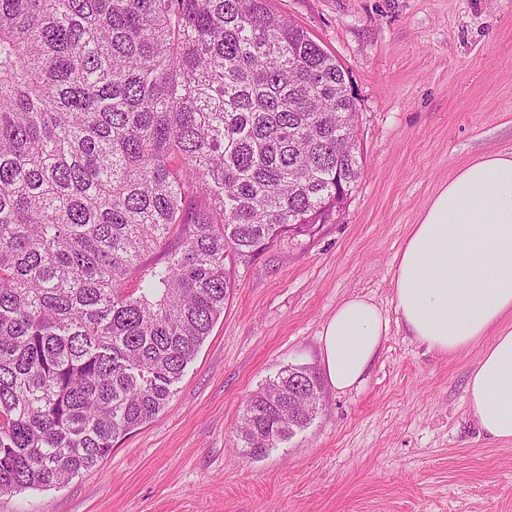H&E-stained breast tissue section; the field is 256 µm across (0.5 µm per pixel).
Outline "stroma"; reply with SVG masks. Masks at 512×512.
<instances>
[{
  "label": "stroma",
  "instance_id": "1",
  "mask_svg": "<svg viewBox=\"0 0 512 512\" xmlns=\"http://www.w3.org/2000/svg\"><path fill=\"white\" fill-rule=\"evenodd\" d=\"M336 55L356 97L362 176L314 237L235 266L224 313L168 407L93 470L0 495V512H512V440L481 431L466 383L395 324L396 255L467 165L512 153V0H270ZM392 322L365 382L264 456L235 445L245 400L289 365L322 372L337 305Z\"/></svg>",
  "mask_w": 512,
  "mask_h": 512
}]
</instances>
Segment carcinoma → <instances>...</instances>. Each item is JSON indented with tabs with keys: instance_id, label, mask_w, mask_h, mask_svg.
Returning a JSON list of instances; mask_svg holds the SVG:
<instances>
[{
	"instance_id": "1",
	"label": "carcinoma",
	"mask_w": 512,
	"mask_h": 512,
	"mask_svg": "<svg viewBox=\"0 0 512 512\" xmlns=\"http://www.w3.org/2000/svg\"><path fill=\"white\" fill-rule=\"evenodd\" d=\"M269 0H0V495L56 487L169 404L229 266L328 224L363 161L336 57ZM317 376L246 400L262 454Z\"/></svg>"
}]
</instances>
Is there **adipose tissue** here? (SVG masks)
Returning a JSON list of instances; mask_svg holds the SVG:
<instances>
[{
    "instance_id": "obj_1",
    "label": "adipose tissue",
    "mask_w": 512,
    "mask_h": 512,
    "mask_svg": "<svg viewBox=\"0 0 512 512\" xmlns=\"http://www.w3.org/2000/svg\"><path fill=\"white\" fill-rule=\"evenodd\" d=\"M393 301L408 336L444 356L490 338L466 385L480 428L512 440V154L471 163L432 198L400 249ZM392 322L371 300L340 303L321 332L322 364L339 391L362 384Z\"/></svg>"
}]
</instances>
